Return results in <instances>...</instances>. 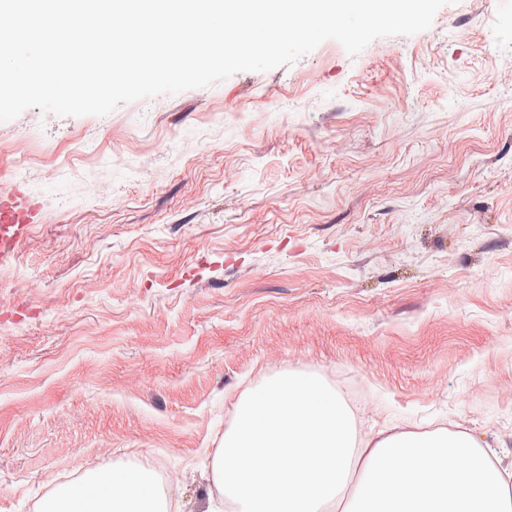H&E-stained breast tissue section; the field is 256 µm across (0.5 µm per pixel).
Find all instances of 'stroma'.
Listing matches in <instances>:
<instances>
[{"label":"stroma","mask_w":512,"mask_h":512,"mask_svg":"<svg viewBox=\"0 0 512 512\" xmlns=\"http://www.w3.org/2000/svg\"><path fill=\"white\" fill-rule=\"evenodd\" d=\"M0 512L86 471L207 512L237 403L362 389L360 434L464 431L512 472V0H451L349 55L0 122ZM38 206L23 183L0 194V262L13 258L18 242L37 223Z\"/></svg>","instance_id":"35a3bbf8"}]
</instances>
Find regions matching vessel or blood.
<instances>
[{
  "label": "vessel or blood",
  "mask_w": 512,
  "mask_h": 512,
  "mask_svg": "<svg viewBox=\"0 0 512 512\" xmlns=\"http://www.w3.org/2000/svg\"><path fill=\"white\" fill-rule=\"evenodd\" d=\"M38 206L24 184L0 194V262L13 258L18 242L36 223Z\"/></svg>",
  "instance_id": "1"
}]
</instances>
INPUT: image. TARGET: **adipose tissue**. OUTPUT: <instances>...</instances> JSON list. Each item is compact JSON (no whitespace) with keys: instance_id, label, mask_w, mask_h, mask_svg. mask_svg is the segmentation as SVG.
<instances>
[{"instance_id":"adipose-tissue-1","label":"adipose tissue","mask_w":512,"mask_h":512,"mask_svg":"<svg viewBox=\"0 0 512 512\" xmlns=\"http://www.w3.org/2000/svg\"><path fill=\"white\" fill-rule=\"evenodd\" d=\"M232 512H512V485L468 433L361 438L344 401L312 376H283L238 406L214 459ZM39 512H169L143 469L92 471Z\"/></svg>"}]
</instances>
